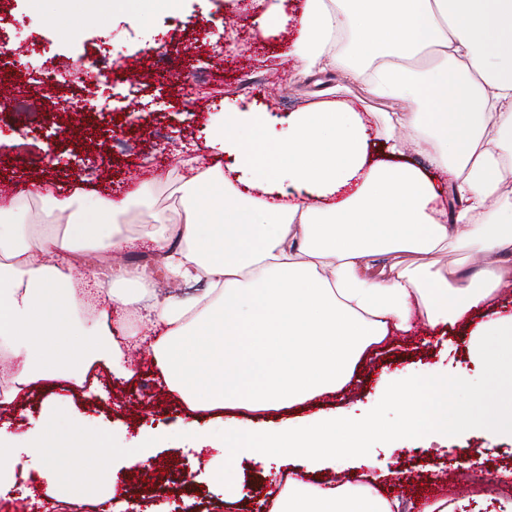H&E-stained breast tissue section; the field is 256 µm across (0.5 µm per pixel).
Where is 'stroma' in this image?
<instances>
[{
  "mask_svg": "<svg viewBox=\"0 0 512 512\" xmlns=\"http://www.w3.org/2000/svg\"><path fill=\"white\" fill-rule=\"evenodd\" d=\"M139 13L140 21L129 23L106 0L91 5L86 0H8L0 12V41L16 49L15 55L0 58V86L21 92L34 105L29 115L0 107V185L13 189L14 203H27L26 223L63 226L71 214L121 200L133 186H149L147 203H132L118 217L123 234L134 240L131 249L50 256V263L83 289L93 260L110 261L116 268L134 267L149 254L154 214L182 205L180 158L203 146L223 126L225 106L260 108L272 102L276 115L284 117L310 102L315 89L313 80L297 78L299 64L288 53L287 32L254 37V12L231 11L225 0H143ZM74 26L80 29L76 38L68 34ZM164 40L184 46L178 61L183 72L207 67L221 77L227 94L187 103L179 81L159 62L158 47ZM82 56H111L123 61L124 68L112 79L89 84L41 80V72ZM247 74L253 85L236 92ZM477 322V317H470L441 335L417 326L409 335L373 347L357 364L344 391L263 414L262 419L277 423L367 402L381 379L401 380L409 366L424 372L444 366L452 373H466L470 394L489 393L469 351ZM137 350L143 358L136 362L131 380H115L100 366L91 371L84 393L71 391L62 380L28 387L0 412V428L19 438L41 430L46 402L53 399L74 415L101 423L117 446L128 445L146 428L164 434L166 443L155 449L151 471L120 469L115 490L94 492L86 506L59 507L37 481L18 482L0 494V503L24 499L28 512H109L113 498L119 497L157 506L158 512H260L261 493L273 479L269 468L242 461L239 496L225 500L223 484L212 478L220 459L212 449L198 452L191 447V430L214 429L212 414L189 411L177 393L161 384L149 344H139ZM481 445L476 436L450 437L443 466L436 472L430 469L432 455L422 449L379 452L378 461L405 473L404 482L383 481L381 491L397 499L404 510L443 496V484L456 481L464 454ZM168 465L191 473L192 494H150V486L161 483V469Z\"/></svg>",
  "mask_w": 512,
  "mask_h": 512,
  "instance_id": "obj_1",
  "label": "stroma"
}]
</instances>
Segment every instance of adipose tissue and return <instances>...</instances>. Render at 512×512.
Segmentation results:
<instances>
[{
    "mask_svg": "<svg viewBox=\"0 0 512 512\" xmlns=\"http://www.w3.org/2000/svg\"><path fill=\"white\" fill-rule=\"evenodd\" d=\"M255 23L263 36L293 24L301 75L343 73L395 100L397 112L379 118L328 87L274 138L268 110H226L205 152L180 162L181 212L154 217L153 250L168 277L208 283L189 305L146 288H111L93 326L78 324L70 276L43 256L122 251L120 204L74 216L63 229L25 223L18 209L0 224V338L22 359L17 388L53 378L80 384L100 365L131 378L133 333L112 315L143 300L162 381L193 410L264 412L336 393L387 336L422 320L444 331L475 312L474 363L488 381H512V315L488 308L512 284V208L502 202L512 166V0H303L295 22L277 5ZM213 151L228 156L230 171L208 165ZM410 151L428 155L433 174L405 162ZM451 198L458 208H448ZM451 244L491 258V268L443 274L401 260ZM380 255L389 266L376 268ZM467 388L461 374L412 371L382 382L358 413L267 428L222 424L219 438L205 440L224 461L214 477L235 496V464L249 456L292 468L286 486L266 490L270 512H393L362 453L377 436L426 450L447 446L460 428L493 444L512 439V385L500 404ZM452 390L459 401H448ZM402 399L405 420L383 432V411ZM46 425L48 434L27 446L53 487L89 463L96 487H109L119 467L149 460L164 441L151 434L112 448L99 425L55 406ZM361 468L357 484L310 480Z\"/></svg>",
    "mask_w": 512,
    "mask_h": 512,
    "instance_id": "adipose-tissue-1",
    "label": "adipose tissue"
}]
</instances>
